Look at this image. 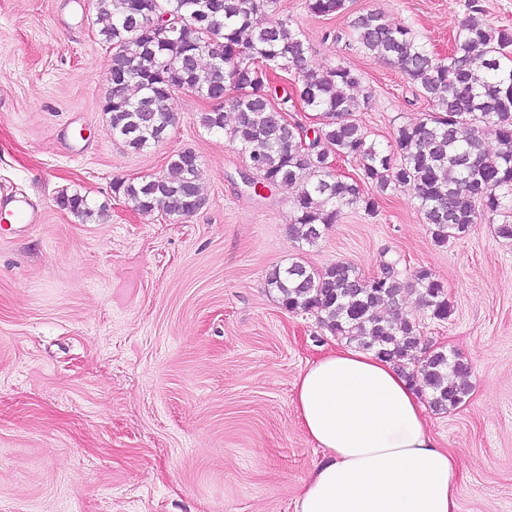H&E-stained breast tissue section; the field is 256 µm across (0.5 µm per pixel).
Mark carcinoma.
<instances>
[{"mask_svg": "<svg viewBox=\"0 0 512 512\" xmlns=\"http://www.w3.org/2000/svg\"><path fill=\"white\" fill-rule=\"evenodd\" d=\"M308 12L334 16L345 0H306ZM100 41L109 49L103 111L112 136L134 149L157 144L156 132L175 122L168 101L176 88L209 100L199 124L223 131L245 158L247 186H293L292 232L314 245L344 209L360 207L377 215L378 202L363 186L383 195L414 192L433 242L445 246L469 234L474 224L508 214L496 233L512 240V28L489 26L479 0H467V15L448 55L430 52L404 24H391L370 11L350 23L357 49L398 67L429 111L396 127L394 142H367L352 115L370 107L360 72L347 65L320 69L308 60L309 47L287 20L275 25L263 16L279 0H95ZM207 58L201 65V58ZM294 72L292 93L305 110L323 112L328 122L308 136L298 123L271 110L269 74ZM234 114L228 123L225 108ZM499 150L485 152V133ZM358 158L359 179L336 173L332 159ZM113 191L142 213L159 211L176 220L195 213L202 198L199 156L183 149L170 156L157 176L118 179ZM57 205L90 218L85 197L62 192ZM400 258L366 277L348 263L316 269L301 260L272 268L267 286L291 313L314 316L323 329L349 344L374 351L393 363L427 393L434 410L458 408L468 395L469 365L428 351L419 321L399 316L406 287ZM417 307L437 321L452 310L444 286L431 270L412 275Z\"/></svg>", "mask_w": 512, "mask_h": 512, "instance_id": "cac0c4a2", "label": "carcinoma"}]
</instances>
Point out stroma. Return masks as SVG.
Returning a JSON list of instances; mask_svg holds the SVG:
<instances>
[{
	"instance_id": "stroma-1",
	"label": "stroma",
	"mask_w": 512,
	"mask_h": 512,
	"mask_svg": "<svg viewBox=\"0 0 512 512\" xmlns=\"http://www.w3.org/2000/svg\"><path fill=\"white\" fill-rule=\"evenodd\" d=\"M466 0H346L317 18L281 0L266 23L303 29L314 66L360 70L355 113L384 144L426 104L398 68L350 47V21L375 10L445 53ZM0 0V195L26 198L33 224L0 231V512H293L321 452L293 404L301 369L336 344L283 309L266 275L293 258L367 276L400 257L430 269L452 314L420 317L426 343L471 366L458 408L431 431L458 453V512H512V241L492 224L440 247L402 189L376 217L345 210L316 245L291 238L296 190L258 197L246 161L200 126L208 102L175 93L166 140L135 151L102 110L109 52L93 0ZM194 150L205 203L179 221L143 214L112 190ZM105 215L60 210V193Z\"/></svg>"
}]
</instances>
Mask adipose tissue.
Wrapping results in <instances>:
<instances>
[{
	"mask_svg": "<svg viewBox=\"0 0 512 512\" xmlns=\"http://www.w3.org/2000/svg\"><path fill=\"white\" fill-rule=\"evenodd\" d=\"M294 387L301 426L323 453L294 512H456L461 463L432 435L420 393L393 364L338 345Z\"/></svg>",
	"mask_w": 512,
	"mask_h": 512,
	"instance_id": "obj_1",
	"label": "adipose tissue"
}]
</instances>
